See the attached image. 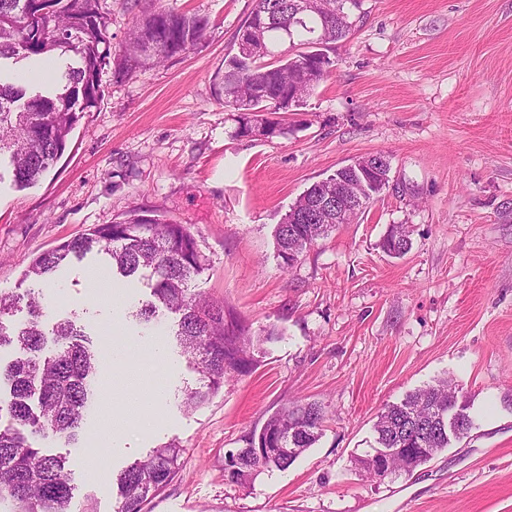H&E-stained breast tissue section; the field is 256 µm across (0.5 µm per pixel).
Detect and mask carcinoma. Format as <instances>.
Instances as JSON below:
<instances>
[{"instance_id":"cac0c4a2","label":"carcinoma","mask_w":512,"mask_h":512,"mask_svg":"<svg viewBox=\"0 0 512 512\" xmlns=\"http://www.w3.org/2000/svg\"><path fill=\"white\" fill-rule=\"evenodd\" d=\"M101 0H0V61L17 64L28 59L52 60L73 54L59 79L45 88L0 79V157L8 155L12 181L19 189L35 185L55 165L71 132L83 114L102 97L99 75L111 57L108 18ZM298 0H254L245 24L254 28L257 50L243 57L234 52L224 59V73L216 76L224 106L235 111L260 107L251 94L257 85L266 96L291 97L296 106L331 70H310L309 57L328 56L332 45L348 38L356 26L353 11L362 0H314L315 10L297 21L292 13ZM209 18L180 12L157 0L136 15L121 60L128 69L151 67L198 46ZM348 177V168L311 185L289 208L275 230L282 268L288 269L318 239L336 229V221L322 223L312 204L331 195L336 202V179ZM386 187L376 181L360 203L345 205L349 224ZM411 246L410 230L394 225L384 236L382 249L395 256ZM97 250L107 255L123 277L148 272L152 300L138 310L149 324L160 309L176 315L175 336L200 375L199 387L189 391L186 404L197 407L224 387L226 378L250 374L259 363L262 345L277 339L275 329L253 335L241 317L224 303L207 299L191 288L206 270L197 239L184 224L133 215L116 224H99L80 237L66 240L41 254L28 266L25 277L37 288L22 294L0 292V348L15 346L21 356L0 370V384L8 382L11 399L0 400L11 424L0 428V502L11 512H70L75 486L66 458L48 454L43 443L76 440L93 396L97 356L89 334L67 317L46 331L43 287L72 258ZM26 308L25 322L11 317ZM448 379L420 388L399 404L385 407L374 430L381 448H423L425 452L396 455L392 471L411 472L448 447V433L438 427L440 413L458 412L461 439L472 428L467 405L455 399ZM326 411L315 401L294 400L271 414L260 429L245 436L248 454L235 470L224 469L229 483L242 488L267 471L288 469L323 433ZM293 452L288 453L286 449ZM185 449L171 442L115 477L116 512H142L144 503L178 474Z\"/></svg>"}]
</instances>
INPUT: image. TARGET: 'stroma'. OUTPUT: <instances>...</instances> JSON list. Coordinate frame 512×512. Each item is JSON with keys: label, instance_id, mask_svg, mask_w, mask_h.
I'll list each match as a JSON object with an SVG mask.
<instances>
[{"label": "stroma", "instance_id": "1", "mask_svg": "<svg viewBox=\"0 0 512 512\" xmlns=\"http://www.w3.org/2000/svg\"><path fill=\"white\" fill-rule=\"evenodd\" d=\"M168 3L209 17L203 42L143 70L110 61L55 167L22 191L0 174V290L27 289L34 258L94 225L157 216L195 235L208 263L195 291L279 337L252 374L186 408L199 375L174 316H135L148 280L112 274L101 253L71 261L44 294L47 322L77 315L99 358L128 352L96 375L77 443L52 448L68 459L73 512H114L113 475L171 441L183 467L144 512H512V0H363L330 77L269 139L239 136L218 98L253 0ZM375 153L390 160L388 186L282 268L274 230L290 206ZM397 224L412 246L393 257L380 243ZM95 276L127 300L92 296ZM154 340L170 374L143 354ZM444 377L469 408L468 436L413 472L369 476L357 459L382 408ZM300 399L327 412L320 440L287 470L228 484L225 450Z\"/></svg>", "mask_w": 512, "mask_h": 512}]
</instances>
